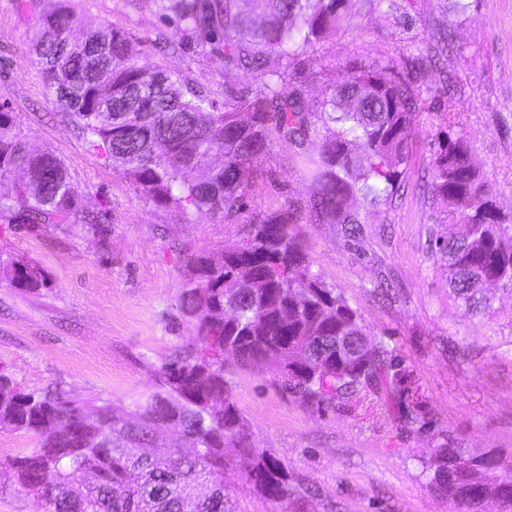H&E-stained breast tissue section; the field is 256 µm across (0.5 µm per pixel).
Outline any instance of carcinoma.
I'll return each mask as SVG.
<instances>
[{"label": "carcinoma", "instance_id": "1", "mask_svg": "<svg viewBox=\"0 0 512 512\" xmlns=\"http://www.w3.org/2000/svg\"><path fill=\"white\" fill-rule=\"evenodd\" d=\"M240 2L157 0L185 34L211 45L224 71L258 74L256 87L222 104L181 77L139 65L114 23L85 30L64 0L42 16L34 50L47 86L154 204L236 223L276 135L298 148L313 187L305 209L290 204L243 225L248 251L188 261L177 309L194 324L196 342L159 368L153 391L89 406L60 388L27 392L0 381V425L39 435L38 447L9 467L43 512H238L224 485L228 447L249 460L245 484L288 512L301 495L284 465L253 445L226 389L228 362L270 374L319 406L368 383L403 398L395 355L369 339L358 312L313 272L297 224H346L354 237L361 220L350 198L372 206L393 201L412 152L415 92L382 61L348 63L320 108L310 109L297 76L265 70L264 57L277 53L294 66L299 53L348 20L345 0H247V10ZM13 127L11 113L0 109V210L16 207L37 224L81 220L95 236L107 232L99 218L81 216L63 163L50 152H27ZM311 142L318 144L314 156ZM19 162L33 170L25 181L11 177ZM429 187L466 225L465 235L438 242L450 293L466 313H485L490 302L481 283L512 286V223L485 195L463 135L438 143ZM0 273L30 291L45 283L39 267L20 260ZM170 426L183 443L167 458L133 452L163 447ZM462 454L442 445L426 465L431 489L450 497L454 512H481L488 492L512 502L511 467L485 454L474 469L458 471Z\"/></svg>", "mask_w": 512, "mask_h": 512}]
</instances>
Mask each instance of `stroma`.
<instances>
[{
	"label": "stroma",
	"mask_w": 512,
	"mask_h": 512,
	"mask_svg": "<svg viewBox=\"0 0 512 512\" xmlns=\"http://www.w3.org/2000/svg\"><path fill=\"white\" fill-rule=\"evenodd\" d=\"M84 25L118 24L147 68L178 72L211 99L253 87L255 73L224 72L209 48L160 15L155 0H69ZM47 0L20 11L0 0V106L32 152L64 164L86 212L109 226L32 224L0 212V259L42 268L45 287L28 291L0 275V376L29 389L62 387L92 405L153 390L155 372L194 344L177 310L191 257L237 246L243 222L305 203L309 175L296 148L277 139L258 167L239 223L166 209L146 200L94 148L45 82L32 40ZM347 24L303 55L323 67L306 86L310 102L338 82L348 62L379 59L409 82L418 100L414 151L391 205L367 214L358 239L343 225L305 224L312 269L357 309L376 344L396 355L412 394L397 404L362 385L329 406L281 388L271 375L234 367L227 389L256 448L280 460L293 485L311 489L305 512H450L429 488L424 463L455 442L467 455L512 461V288H490L492 310L472 316L448 289L436 240L464 233L437 216L445 205L425 188L440 132L463 134L486 192L512 219V0H349ZM454 96L456 112L441 105ZM224 481L240 512L276 506L241 481L245 461L224 451Z\"/></svg>",
	"instance_id": "35a3bbf8"
}]
</instances>
